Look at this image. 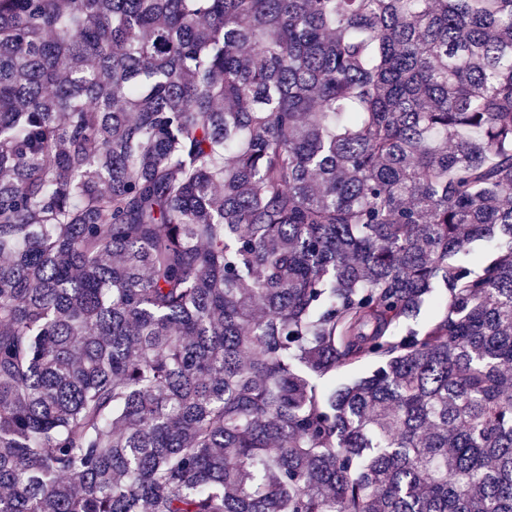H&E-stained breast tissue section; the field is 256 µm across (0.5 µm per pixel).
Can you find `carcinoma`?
<instances>
[{
  "instance_id": "1",
  "label": "carcinoma",
  "mask_w": 512,
  "mask_h": 512,
  "mask_svg": "<svg viewBox=\"0 0 512 512\" xmlns=\"http://www.w3.org/2000/svg\"><path fill=\"white\" fill-rule=\"evenodd\" d=\"M1 256L0 512H512V0H0ZM448 304V290L446 288H435L431 297L427 300L420 315L411 322L414 329H422L425 325L440 319ZM377 358L366 357L362 359L354 368L338 367L336 370L328 373L324 378H314V382L322 390H328L330 387H336L342 383L356 376H360L372 369L376 363Z\"/></svg>"
}]
</instances>
